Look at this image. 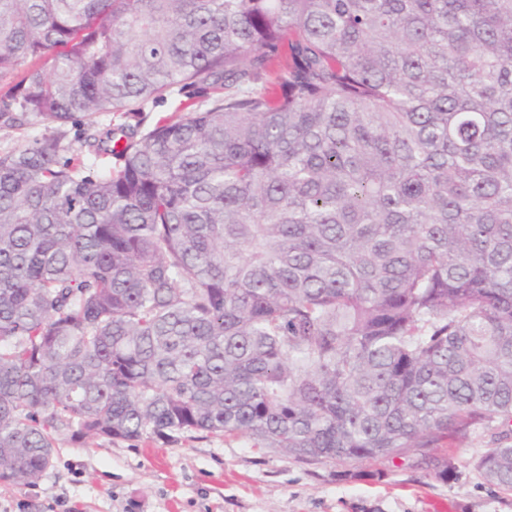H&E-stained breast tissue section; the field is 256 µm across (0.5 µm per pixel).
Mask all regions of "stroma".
Listing matches in <instances>:
<instances>
[{
  "instance_id": "35a3bbf8",
  "label": "stroma",
  "mask_w": 512,
  "mask_h": 512,
  "mask_svg": "<svg viewBox=\"0 0 512 512\" xmlns=\"http://www.w3.org/2000/svg\"><path fill=\"white\" fill-rule=\"evenodd\" d=\"M497 426H475L433 447L375 463V476L342 479L329 462L303 463L240 437L61 439L32 486L0 484V512H512V490L476 468ZM447 456L455 479L431 461Z\"/></svg>"
}]
</instances>
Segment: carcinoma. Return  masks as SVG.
<instances>
[{
  "label": "carcinoma",
  "mask_w": 512,
  "mask_h": 512,
  "mask_svg": "<svg viewBox=\"0 0 512 512\" xmlns=\"http://www.w3.org/2000/svg\"><path fill=\"white\" fill-rule=\"evenodd\" d=\"M1 126L53 129L0 153L1 484L62 435L355 478L512 424V0H0ZM178 99L179 98L177 97H168L167 100L159 102L153 107L150 106L149 110H147L143 115V123L138 129L140 134L143 135L152 129L158 118L162 116H169L174 112H179L177 111V106L179 104Z\"/></svg>",
  "instance_id": "obj_1"
}]
</instances>
